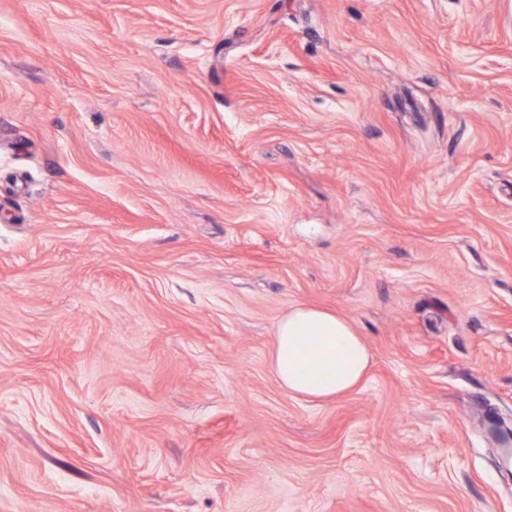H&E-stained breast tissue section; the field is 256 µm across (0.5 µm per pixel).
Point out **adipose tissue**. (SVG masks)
I'll return each instance as SVG.
<instances>
[{"label":"adipose tissue","instance_id":"1","mask_svg":"<svg viewBox=\"0 0 512 512\" xmlns=\"http://www.w3.org/2000/svg\"><path fill=\"white\" fill-rule=\"evenodd\" d=\"M370 351L343 316L299 304L277 323L272 367L282 388L327 401L357 387L368 372Z\"/></svg>","mask_w":512,"mask_h":512}]
</instances>
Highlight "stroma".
<instances>
[{
  "instance_id": "35a3bbf8",
  "label": "stroma",
  "mask_w": 512,
  "mask_h": 512,
  "mask_svg": "<svg viewBox=\"0 0 512 512\" xmlns=\"http://www.w3.org/2000/svg\"><path fill=\"white\" fill-rule=\"evenodd\" d=\"M494 425L512 0H0V512H512ZM371 354L343 316L303 304L276 324L272 367L282 388L313 401H327L357 387Z\"/></svg>"
}]
</instances>
